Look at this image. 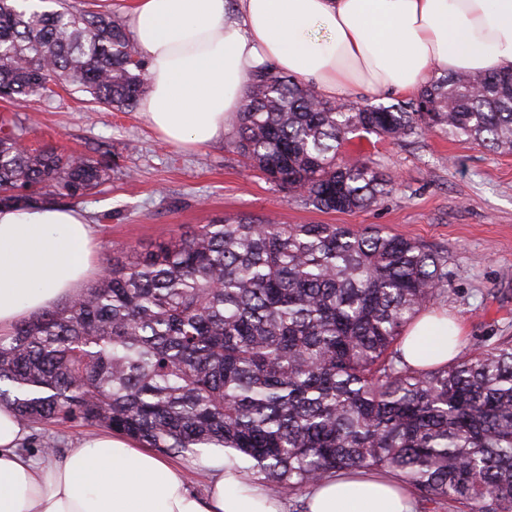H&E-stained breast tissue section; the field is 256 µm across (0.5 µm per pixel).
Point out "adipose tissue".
<instances>
[{
    "instance_id": "ef3b65f1",
    "label": "adipose tissue",
    "mask_w": 512,
    "mask_h": 512,
    "mask_svg": "<svg viewBox=\"0 0 512 512\" xmlns=\"http://www.w3.org/2000/svg\"><path fill=\"white\" fill-rule=\"evenodd\" d=\"M130 37L149 92L139 105L164 142L223 138L253 75L264 67L311 83L329 100L411 94L431 70L512 69V0H135ZM98 272L85 211L0 208V330L80 292ZM446 318L423 316L401 345L410 366L447 361L426 336ZM28 433L0 406V512H284L258 480L201 449L205 493L154 450L101 433L61 459L26 452ZM307 512H415L399 481L332 476L307 489Z\"/></svg>"
}]
</instances>
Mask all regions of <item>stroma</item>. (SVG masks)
I'll use <instances>...</instances> for the list:
<instances>
[{
	"label": "stroma",
	"mask_w": 512,
	"mask_h": 512,
	"mask_svg": "<svg viewBox=\"0 0 512 512\" xmlns=\"http://www.w3.org/2000/svg\"><path fill=\"white\" fill-rule=\"evenodd\" d=\"M26 117L29 148L111 161L110 181L77 202L96 231V261L122 266L199 226L232 216H272L281 224L368 225L419 241L446 261L448 291L434 301L461 328L463 348L512 337V154L441 133L402 140H353L395 183L377 204L323 213L249 171L233 131L193 151L162 142L141 112H115L76 87H58L0 116Z\"/></svg>",
	"instance_id": "stroma-1"
}]
</instances>
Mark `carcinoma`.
Listing matches in <instances>:
<instances>
[{
    "mask_svg": "<svg viewBox=\"0 0 512 512\" xmlns=\"http://www.w3.org/2000/svg\"><path fill=\"white\" fill-rule=\"evenodd\" d=\"M52 84L131 112L146 71L115 15L0 0V97ZM229 125L233 149L290 197L351 212L394 185L343 154L353 135L444 133L512 153V72L450 73L385 106L264 69ZM24 129L0 121V207L59 205L110 179L105 160L20 148ZM445 282L442 256L375 226L204 224L0 330V405L164 455L232 448L295 512L339 473L395 475L424 512H512V339L421 369L400 355Z\"/></svg>",
    "mask_w": 512,
    "mask_h": 512,
    "instance_id": "carcinoma-1",
    "label": "carcinoma"
}]
</instances>
